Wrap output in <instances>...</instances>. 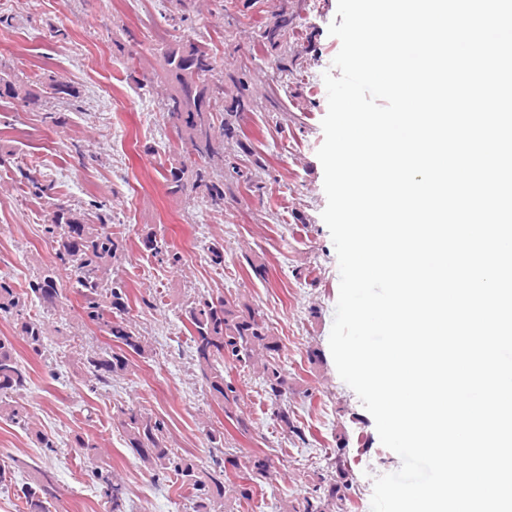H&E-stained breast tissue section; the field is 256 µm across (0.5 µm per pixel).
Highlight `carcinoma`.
Returning <instances> with one entry per match:
<instances>
[{
    "instance_id": "cac0c4a2",
    "label": "carcinoma",
    "mask_w": 512,
    "mask_h": 512,
    "mask_svg": "<svg viewBox=\"0 0 512 512\" xmlns=\"http://www.w3.org/2000/svg\"><path fill=\"white\" fill-rule=\"evenodd\" d=\"M164 78L169 91L162 100L169 119L173 120L182 138L191 143L193 153L186 156L173 153L164 168V177L173 194L190 190L201 192L205 202L213 207L224 204V140H235L244 154L251 147L236 138L233 113L216 127L211 122L217 97L211 84L217 73V60L207 44L198 39L180 40L169 46L163 55ZM77 97V91L67 82L53 80L48 90L35 89L31 84L0 70V99L17 100L31 110L49 111L47 100L63 106ZM194 166V178L187 182L188 166ZM37 199L51 198L53 186L42 184L35 174L25 175ZM45 232L56 251L59 265L74 272L75 288L84 299L87 318L106 328L117 342L118 349L100 348L86 352L82 365L85 372L99 383L125 374L129 367L128 354L143 355L148 341L128 317V291L125 282L115 274L114 265L124 255L123 239L112 234L106 220L89 224L82 214L61 202L51 204ZM141 245L155 256L164 255L175 265L177 254L163 251L154 233L141 238ZM56 272L46 269L31 279L25 290L17 291L7 280L0 279V314L15 320L18 335L28 348L39 355L46 349L49 335L45 323L25 316V300L32 297L46 307L59 301ZM184 328L193 343L198 375L213 399L229 412L237 404L236 389L224 378L223 364L232 362L253 369L262 377L265 393L275 405L274 414L283 430L300 438L302 432L294 424L288 410V379L280 364V344L268 328L263 315L237 299L202 297L185 310ZM30 376L17 357L13 343L0 338V418L19 426L28 425V413L7 397L24 390ZM118 424L127 447L136 451L142 462L180 484L187 492L192 512H217V500L223 497L224 485L215 478L200 479L195 466L178 456L166 445L165 422L142 408L120 410ZM271 462L267 458L253 461L251 471L232 484V491L244 507L259 493V480L267 477ZM102 482L104 512H127L124 485L108 474L98 473ZM349 485L334 483L316 488L291 506L289 512H349ZM55 498L51 480L36 482L22 491L23 512H50V500Z\"/></svg>"
}]
</instances>
